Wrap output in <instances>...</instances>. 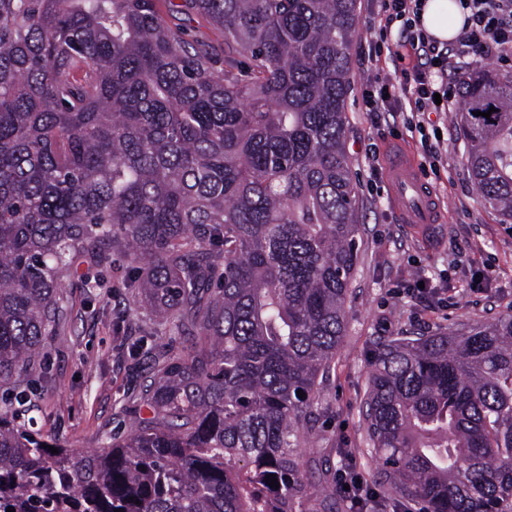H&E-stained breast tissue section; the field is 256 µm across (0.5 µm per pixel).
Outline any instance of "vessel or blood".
I'll return each mask as SVG.
<instances>
[{
	"instance_id": "vessel-or-blood-1",
	"label": "vessel or blood",
	"mask_w": 512,
	"mask_h": 512,
	"mask_svg": "<svg viewBox=\"0 0 512 512\" xmlns=\"http://www.w3.org/2000/svg\"><path fill=\"white\" fill-rule=\"evenodd\" d=\"M387 178L395 210L403 223L425 231L437 224L439 216L432 204L433 190L423 178L417 160L399 152L392 153Z\"/></svg>"
}]
</instances>
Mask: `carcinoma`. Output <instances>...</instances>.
I'll return each instance as SVG.
<instances>
[{
  "mask_svg": "<svg viewBox=\"0 0 512 512\" xmlns=\"http://www.w3.org/2000/svg\"><path fill=\"white\" fill-rule=\"evenodd\" d=\"M188 7L224 59L155 0H0V512H306L297 449L358 257L357 0ZM461 94L465 165L512 224V81L480 67ZM115 253L192 340L150 366L151 417L85 454L35 436L8 387L63 322L74 259ZM362 408L384 488L419 512H512V312L378 340ZM157 7L171 26L183 29L190 39L208 44L217 57H224V37L213 31L203 18L184 6L171 10L169 0H158Z\"/></svg>",
  "mask_w": 512,
  "mask_h": 512,
  "instance_id": "1",
  "label": "carcinoma"
}]
</instances>
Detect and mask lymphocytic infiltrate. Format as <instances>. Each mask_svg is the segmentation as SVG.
<instances>
[{
	"label": "lymphocytic infiltrate",
	"instance_id": "lymphocytic-infiltrate-1",
	"mask_svg": "<svg viewBox=\"0 0 512 512\" xmlns=\"http://www.w3.org/2000/svg\"><path fill=\"white\" fill-rule=\"evenodd\" d=\"M467 17L450 52H442L436 40L419 28L423 0H383L379 28L404 36L408 45L423 56L425 67L402 69L396 78L416 112H434L437 85L448 82L449 56L473 54L507 56L512 52V0H459Z\"/></svg>",
	"mask_w": 512,
	"mask_h": 512
}]
</instances>
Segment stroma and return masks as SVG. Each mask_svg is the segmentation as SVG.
<instances>
[{
  "label": "stroma",
  "instance_id": "35a3bbf8",
  "mask_svg": "<svg viewBox=\"0 0 512 512\" xmlns=\"http://www.w3.org/2000/svg\"><path fill=\"white\" fill-rule=\"evenodd\" d=\"M381 6L382 0H359V34L350 47L354 80L345 101V140L360 208L358 263L349 286L346 333L324 390L321 436L301 451L309 512L321 486L337 484L340 471L368 481L377 473L363 453L367 430L360 414L373 341L490 323L512 305V227L483 205L465 166L462 100L430 116L447 151L445 164L428 177L442 215L430 237L399 223L384 172L366 158L372 147L383 156L394 147L417 157L423 153L417 130L373 125L366 112L364 93L374 90L377 77L417 63L399 54L397 35L376 48ZM157 7L171 26L223 56V37L203 18L186 7H171L169 0H158ZM127 265L126 257L113 255L98 283L89 284L85 262H76L63 281L66 322L36 361L35 392L23 394L29 429L84 453L101 451L111 433L129 431L142 408L140 391L151 361L145 354L130 356V342L142 337L155 348L188 344L186 337L154 323L127 285Z\"/></svg>",
  "mask_w": 512,
  "mask_h": 512
}]
</instances>
